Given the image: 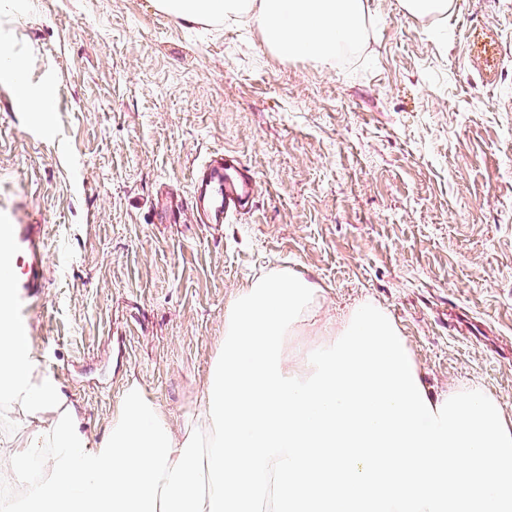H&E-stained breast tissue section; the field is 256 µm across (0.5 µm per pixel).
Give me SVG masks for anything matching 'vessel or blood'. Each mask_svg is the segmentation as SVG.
Masks as SVG:
<instances>
[{
	"label": "vessel or blood",
	"instance_id": "b4317fda",
	"mask_svg": "<svg viewBox=\"0 0 512 512\" xmlns=\"http://www.w3.org/2000/svg\"><path fill=\"white\" fill-rule=\"evenodd\" d=\"M254 190V177L241 159L214 156L197 169L185 206L200 223L221 224L247 209Z\"/></svg>",
	"mask_w": 512,
	"mask_h": 512
}]
</instances>
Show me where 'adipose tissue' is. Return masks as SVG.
I'll list each match as a JSON object with an SVG mask.
<instances>
[{
  "mask_svg": "<svg viewBox=\"0 0 512 512\" xmlns=\"http://www.w3.org/2000/svg\"><path fill=\"white\" fill-rule=\"evenodd\" d=\"M175 19L258 23L281 53L330 61L363 35L368 0H156ZM21 57L0 60L24 111H48ZM317 288L271 276L228 311L224 352L198 408L174 434L130 385L108 435L89 446L84 418L37 372L0 290V403L31 427L7 470L38 461L39 481L0 512H512V420L478 389L429 394L387 314L353 310L335 342L289 365L283 343Z\"/></svg>",
  "mask_w": 512,
  "mask_h": 512,
  "instance_id": "adipose-tissue-1",
  "label": "adipose tissue"
}]
</instances>
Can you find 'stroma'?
<instances>
[{"mask_svg":"<svg viewBox=\"0 0 512 512\" xmlns=\"http://www.w3.org/2000/svg\"><path fill=\"white\" fill-rule=\"evenodd\" d=\"M369 7L363 40L325 63L282 56L256 23H188L155 0H0V52L25 58L51 104L33 121L0 81L12 316L91 442L133 381L180 429L227 309L277 275L319 287L289 355L370 302L431 394L477 387L512 418V0L431 18ZM216 153L254 172L250 211L161 219L157 196L189 198Z\"/></svg>","mask_w":512,"mask_h":512,"instance_id":"obj_1","label":"stroma"}]
</instances>
